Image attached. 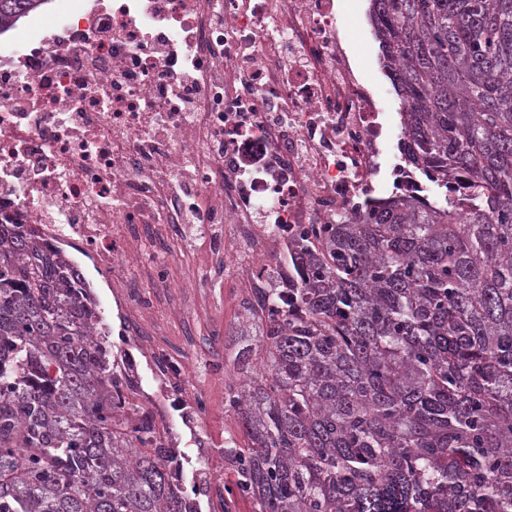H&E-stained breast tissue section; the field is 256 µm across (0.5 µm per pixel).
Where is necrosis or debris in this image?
<instances>
[{"label": "necrosis or debris", "instance_id": "4bbe7bcc", "mask_svg": "<svg viewBox=\"0 0 512 512\" xmlns=\"http://www.w3.org/2000/svg\"><path fill=\"white\" fill-rule=\"evenodd\" d=\"M53 16L51 37L0 42V215L36 225L105 289L123 417L152 424L191 512H224V443L193 389L200 375L134 336L151 307L131 269L172 282L126 227L167 233L184 214L257 287L269 248L287 250L296 227L360 216L383 175L406 184L399 159L382 161L389 115L353 64L336 0H109ZM161 73L193 79V112L160 89ZM181 168L192 185L177 198Z\"/></svg>", "mask_w": 512, "mask_h": 512}]
</instances>
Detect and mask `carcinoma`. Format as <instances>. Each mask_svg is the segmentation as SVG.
I'll list each match as a JSON object with an SVG mask.
<instances>
[{
	"label": "carcinoma",
	"instance_id": "cac0c4a2",
	"mask_svg": "<svg viewBox=\"0 0 512 512\" xmlns=\"http://www.w3.org/2000/svg\"><path fill=\"white\" fill-rule=\"evenodd\" d=\"M46 0H0V34ZM407 165L442 194L312 224L228 384L252 512H512V0H370ZM100 339L91 337V329ZM77 271L0 220V512H186L115 410Z\"/></svg>",
	"mask_w": 512,
	"mask_h": 512
}]
</instances>
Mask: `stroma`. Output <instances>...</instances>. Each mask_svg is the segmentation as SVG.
<instances>
[{
  "label": "stroma",
  "instance_id": "obj_1",
  "mask_svg": "<svg viewBox=\"0 0 512 512\" xmlns=\"http://www.w3.org/2000/svg\"><path fill=\"white\" fill-rule=\"evenodd\" d=\"M369 0H337L338 20L351 36V47L363 77L372 85L376 95L391 108V133L401 132L399 99L379 61V43L364 37L362 23L367 20ZM132 235L139 244L154 255L169 259V272L174 280L189 279L197 267L210 266L217 285L194 293L170 289L157 293L150 280L136 274L140 289L155 298L154 318L166 327L162 343L176 355L199 365L215 360L216 366L208 372L205 384L206 414L214 435L227 438L237 436L233 416L224 409V390L237 377L235 358L242 348L253 345L259 332L257 322L248 319L243 302L249 292L246 284L223 262L212 259L204 233H196L181 253H173L167 240L157 236L150 224L133 227Z\"/></svg>",
  "mask_w": 512,
  "mask_h": 512
}]
</instances>
